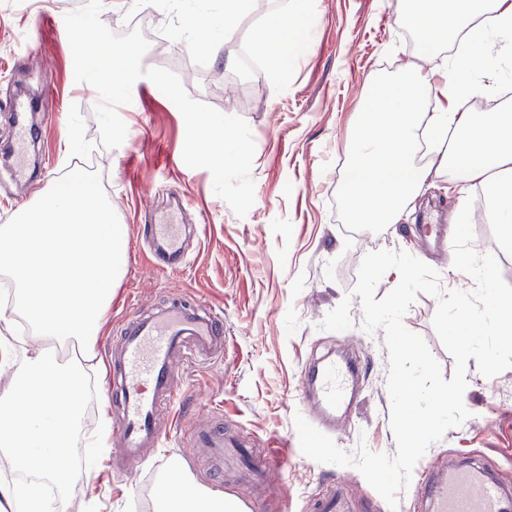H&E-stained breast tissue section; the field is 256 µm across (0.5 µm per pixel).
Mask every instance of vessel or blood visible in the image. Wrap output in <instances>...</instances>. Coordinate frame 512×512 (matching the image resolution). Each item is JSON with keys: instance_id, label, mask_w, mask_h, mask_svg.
I'll return each mask as SVG.
<instances>
[{"instance_id": "obj_1", "label": "vessel or blood", "mask_w": 512, "mask_h": 512, "mask_svg": "<svg viewBox=\"0 0 512 512\" xmlns=\"http://www.w3.org/2000/svg\"><path fill=\"white\" fill-rule=\"evenodd\" d=\"M14 137L12 155L17 173L28 164V148L40 128L33 121V103L17 96L8 103ZM183 203L145 225L144 236L167 270L184 257ZM227 348L224 317L201 304L172 302L155 313L125 317L121 335L106 353L109 391L105 406L112 413V471L134 475L149 452L166 436L158 423L162 410L172 409L178 367L190 368L222 359ZM364 367L359 359L307 364L302 398L312 401L321 421L348 411L349 388ZM189 448L205 449L225 471H233L238 440L223 428L200 425L185 436ZM418 512H512V483L486 467L434 462L425 468L412 492ZM308 512H362L363 501L344 482L329 484L307 504Z\"/></svg>"}]
</instances>
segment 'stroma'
I'll use <instances>...</instances> for the list:
<instances>
[{
  "instance_id": "stroma-1",
  "label": "stroma",
  "mask_w": 512,
  "mask_h": 512,
  "mask_svg": "<svg viewBox=\"0 0 512 512\" xmlns=\"http://www.w3.org/2000/svg\"><path fill=\"white\" fill-rule=\"evenodd\" d=\"M309 2L310 22L279 64L259 56L255 39L269 16L287 10L289 0H258L251 13L233 17L236 39L206 56L191 53L175 0H154L144 12L154 31L172 38L164 46L150 45L143 67L175 72L192 98L241 117L251 129L254 204L240 218L214 194L209 170L180 163L184 119L150 80H138L131 103L118 109L127 126L123 143L114 149L103 145L94 113L99 96L91 85L75 82L70 44L50 27L63 22L66 0H35L28 11L0 0V144L12 136L7 98L21 90L53 89L46 107L53 119L43 133L50 160L36 167L28 184L14 180L0 157V217L14 218L35 194L65 185L66 166L77 158L85 164L83 178L99 186L126 229L125 272L112 290L97 361H104L105 345L118 336L124 317L140 306L204 301L223 311L228 336L223 360L186 371L177 427L137 479L114 475L108 456L70 449L75 465L91 462L92 472L70 486L68 512H154L156 465L168 457L180 459L196 484L249 502L250 485H224L181 444L183 433L214 411L222 413L226 427L243 430L257 453L284 458L265 512H306L307 499L327 479L369 494L379 512H411L408 490L397 493L392 508L357 469L304 456L295 419L311 416L298 400L305 364L348 349L367 369L349 419L337 422L331 438L351 454L362 443L374 452H396L385 334L365 331L361 299L354 294L366 254L404 251L438 272L443 291L477 287L454 268L453 252L428 253L416 238L430 218L454 225L462 206L448 177L426 184L396 224L351 223L343 194L359 112L409 71L447 65L455 48L411 45L393 22L397 0ZM179 198L197 230L186 238V265L158 273L138 226L152 208ZM472 247L493 255L512 285V251L503 246L496 225H475ZM437 305L436 297L418 294L404 325L425 341L448 380L455 362L433 327ZM465 377L469 418L429 446L413 480L435 459L477 462L512 480V369L488 378L471 358Z\"/></svg>"
}]
</instances>
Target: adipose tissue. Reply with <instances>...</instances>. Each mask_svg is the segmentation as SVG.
Wrapping results in <instances>:
<instances>
[{"label": "adipose tissue", "mask_w": 512, "mask_h": 512, "mask_svg": "<svg viewBox=\"0 0 512 512\" xmlns=\"http://www.w3.org/2000/svg\"><path fill=\"white\" fill-rule=\"evenodd\" d=\"M398 24L415 22L427 47L458 42L455 65L413 71L378 101L358 125L350 176L343 187L354 224H393L431 176L446 174L462 188L481 187L503 242L512 246V112H464L458 88L472 75L496 69L498 60L476 51L472 26L493 30L512 46V0H398ZM302 25L278 15L258 32L256 48L280 57ZM442 99L425 112L426 98ZM440 143L422 167L414 160L426 140ZM126 240L107 199L75 179L64 191L25 204L14 223L0 225V274L16 288L13 306L0 308V459L17 471L50 476L58 487L77 477L54 460L77 444L100 448L103 437H80L83 401L89 390L95 343L112 290L123 273ZM24 316L37 341L16 346L11 334ZM76 341L77 355L63 357L56 345ZM65 495L46 497L0 482V512H67ZM156 512H247L244 504L215 490L186 494L159 490Z\"/></svg>", "instance_id": "obj_1"}]
</instances>
